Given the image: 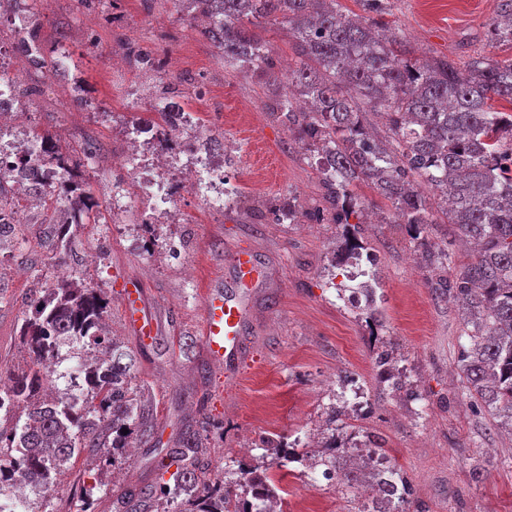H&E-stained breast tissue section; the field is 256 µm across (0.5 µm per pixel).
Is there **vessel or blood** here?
Instances as JSON below:
<instances>
[{"label": "vessel or blood", "instance_id": "obj_1", "mask_svg": "<svg viewBox=\"0 0 512 512\" xmlns=\"http://www.w3.org/2000/svg\"><path fill=\"white\" fill-rule=\"evenodd\" d=\"M258 272V262L253 254H238L229 286L213 287L206 294L202 343L212 361L229 369L236 365L242 354L240 336L252 316V287ZM123 313L127 324L140 336L147 339L156 336L155 319L143 306L139 288L126 290Z\"/></svg>", "mask_w": 512, "mask_h": 512}]
</instances>
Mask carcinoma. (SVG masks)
<instances>
[{
	"instance_id": "1",
	"label": "carcinoma",
	"mask_w": 512,
	"mask_h": 512,
	"mask_svg": "<svg viewBox=\"0 0 512 512\" xmlns=\"http://www.w3.org/2000/svg\"><path fill=\"white\" fill-rule=\"evenodd\" d=\"M181 21L197 12L209 19L202 34L235 69L273 65L266 42L256 32L263 22L288 26V42L298 58L287 85L272 89L269 114L292 130L306 151L323 155L322 199L337 224L355 229L363 223V201L354 192L368 186L390 203L394 223L408 225L418 240L427 224H451L473 244L470 259L448 272V251L422 243L424 262L436 271L430 287L453 297L465 310L457 367L468 395L488 408L497 426L512 428V60H470L460 68L447 57L419 59L385 23L365 20L340 0H175ZM489 24L492 34L512 42V0H498ZM21 53L32 67L53 69L59 57L46 54L43 19L35 7H19L12 22ZM385 120V135L374 133L373 116ZM37 161L62 171L57 186L29 184L28 190L70 215L55 225L51 243L64 246L73 224L99 207L91 186L78 179L79 162L59 154L48 133H37ZM12 214L0 206V246L14 234ZM361 312L381 325L377 289ZM109 302L97 289L64 277L35 289L31 314L19 329L28 351L27 370L0 388V512H10L9 489L25 482L48 494L71 460L84 456L101 467L126 454L132 436L149 439L151 428L134 386V357L102 333ZM66 342L101 348L103 357L73 370L85 390L53 400L39 396L45 381L58 373L60 347ZM128 433H123V430ZM206 426L181 433L163 465L169 478L121 492L112 512H226L243 482L259 500L253 512L283 505L281 488L270 469L286 467L298 451L285 438L266 440L269 463L240 467L211 479L205 456ZM314 465L330 464L336 485L347 490L367 483L377 489L374 512H411L410 483L394 468L400 495L374 481L354 449L324 445ZM92 493L77 485L68 512H91Z\"/></svg>"
}]
</instances>
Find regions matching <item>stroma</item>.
Listing matches in <instances>:
<instances>
[{"label":"stroma","instance_id":"stroma-1","mask_svg":"<svg viewBox=\"0 0 512 512\" xmlns=\"http://www.w3.org/2000/svg\"><path fill=\"white\" fill-rule=\"evenodd\" d=\"M43 37L53 45L66 33L68 79L38 74L41 93L25 113L26 133L51 134L63 154L84 159L83 178L100 207L74 226L67 251L51 246L54 208L44 204L37 224L17 225V243L0 249V376L21 373L29 362L18 330L35 288L67 271L111 302V336L131 351L135 384L147 404L154 437L108 468L95 490V512H111L112 498L130 485L155 484L159 462L173 440L197 421L207 423L211 471L253 465L259 440L299 436L320 445L330 395L345 376H358L368 404L362 416L344 412L336 432L378 439L413 488L419 512H512V432L491 427L489 412L464 389L456 356L463 312L434 298L431 271L417 261V242L395 223L386 202L368 187L366 205L378 222L360 227L359 241L377 258L383 325L371 328L352 304L338 299L352 289L343 269L331 267L346 230L321 216L320 174L310 155L265 103L268 84L284 80L290 58L285 27L265 25L271 70L225 67L195 22L176 23L172 0H37ZM497 0H383V20L418 54L457 61L512 58V43L486 35ZM164 51L170 73L204 79L186 103L230 150L246 207L209 213L192 192L180 191L173 223L159 236L137 224L135 211L112 208V185L121 179L122 128L129 110L114 72L142 81L126 48ZM96 153L84 156L87 144ZM295 197L297 223L276 220L280 202ZM253 252L267 277L254 293L255 311L242 336L236 382L223 364L209 361L201 342L207 289L229 280L237 252ZM136 279L159 334L141 340L124 321L122 286ZM393 349L396 368L411 393H392L376 380V352ZM285 512H360V487L341 491L312 486L299 464L275 470Z\"/></svg>","mask_w":512,"mask_h":512}]
</instances>
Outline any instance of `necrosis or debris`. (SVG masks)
Here are the masks:
<instances>
[{
  "instance_id": "necrosis-or-debris-1",
  "label": "necrosis or debris",
  "mask_w": 512,
  "mask_h": 512,
  "mask_svg": "<svg viewBox=\"0 0 512 512\" xmlns=\"http://www.w3.org/2000/svg\"><path fill=\"white\" fill-rule=\"evenodd\" d=\"M132 100H147L154 122L132 118L126 126L130 151L123 157L130 185H117V198L134 192L137 221L160 229L174 206L181 189L200 196L207 208L224 213L239 200L224 155L216 153L213 131L200 126L193 111L183 101L162 102L147 97L146 90L132 85L127 91ZM36 153L31 144L15 147L13 133H0V177L16 182L28 181Z\"/></svg>"
}]
</instances>
